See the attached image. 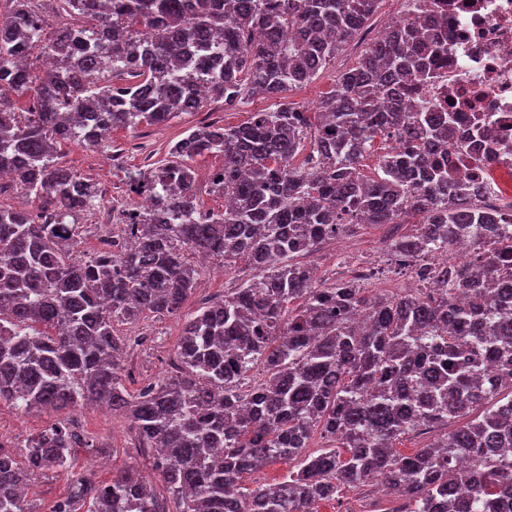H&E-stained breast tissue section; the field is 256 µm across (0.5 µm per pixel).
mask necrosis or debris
<instances>
[{"mask_svg": "<svg viewBox=\"0 0 512 512\" xmlns=\"http://www.w3.org/2000/svg\"><path fill=\"white\" fill-rule=\"evenodd\" d=\"M447 52L402 100L455 118L467 151L448 154V174L483 185L486 207L512 212V0H447Z\"/></svg>", "mask_w": 512, "mask_h": 512, "instance_id": "necrosis-or-debris-1", "label": "necrosis or debris"}]
</instances>
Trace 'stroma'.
<instances>
[{"label": "stroma", "instance_id": "1", "mask_svg": "<svg viewBox=\"0 0 512 512\" xmlns=\"http://www.w3.org/2000/svg\"><path fill=\"white\" fill-rule=\"evenodd\" d=\"M361 49L349 45L307 84L286 93L289 102L307 111H317L321 102L332 95L336 79L346 66L354 62ZM271 98L255 97L235 108H225L223 102L209 101L198 112H187L167 125L119 129L113 132L111 150H91L76 144L64 146L62 161L82 176L90 178L98 187L104 205L117 208L136 204L138 197L130 193L125 183V172L133 167L163 160L169 148L185 136L188 129L204 123L235 125L243 122L249 113L274 108ZM392 228L388 225L368 227L359 225L353 231L339 234L335 240L323 243L312 253L303 255V263L315 268L319 279L334 281L349 279L365 268L380 269L379 277L370 279L369 287L382 293L396 292L408 287L413 276L396 270L390 261L388 242ZM253 269L240 260L220 267L217 274H201L196 290L185 300L180 315L147 316L131 325V334L142 336L140 345L129 349L124 356L122 376L129 392H138L148 381L173 371L175 346L181 332L183 318L196 311L202 302L223 297L225 291L239 287L252 278ZM68 419L78 430L96 438L98 449H76L78 467H85L88 459L103 458L107 464L96 470V480L110 479L112 474L127 467L140 470L156 490L165 484L152 468L150 451L136 445L135 433L129 421L112 413L108 407L74 408ZM56 420L55 413L22 414L8 407L0 408V443L8 447L21 445L32 435L40 433Z\"/></svg>", "mask_w": 512, "mask_h": 512}]
</instances>
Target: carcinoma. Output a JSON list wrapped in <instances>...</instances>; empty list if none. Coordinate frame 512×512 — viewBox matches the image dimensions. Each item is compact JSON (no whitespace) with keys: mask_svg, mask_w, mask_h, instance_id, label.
Here are the masks:
<instances>
[{"mask_svg":"<svg viewBox=\"0 0 512 512\" xmlns=\"http://www.w3.org/2000/svg\"><path fill=\"white\" fill-rule=\"evenodd\" d=\"M47 2L8 0L0 12V171L27 199L0 205V406L124 414L175 510L137 472H77L72 449L97 444L62 421L17 455L0 448V512H33L26 489L48 471L70 481L49 512H318L372 479L390 497L364 512H512V214L483 205L482 185L448 181L453 115L398 110L437 48V15L389 24L317 112L284 102L189 130L157 166L127 172L151 207L120 210L124 234L83 254L75 217L102 197L61 161L62 144L107 149L105 126L161 125L211 99L231 108L302 86L380 0H54L52 28ZM80 17L92 24L66 23ZM35 53L48 63L39 74ZM12 93L34 106L17 111ZM378 138L401 147L366 178ZM214 153L224 210L204 212L195 161ZM357 224L414 225L390 248L431 287L327 284L296 260ZM461 238L474 245L468 261L420 264ZM196 253L256 275L186 317L176 369L131 394L120 356L139 339L120 327L179 312ZM258 363L267 379L244 388ZM456 420L412 454L395 449ZM317 431L330 445L308 454ZM273 462L291 465L282 482L244 485Z\"/></svg>","mask_w":512,"mask_h":512,"instance_id":"carcinoma-1","label":"carcinoma"}]
</instances>
